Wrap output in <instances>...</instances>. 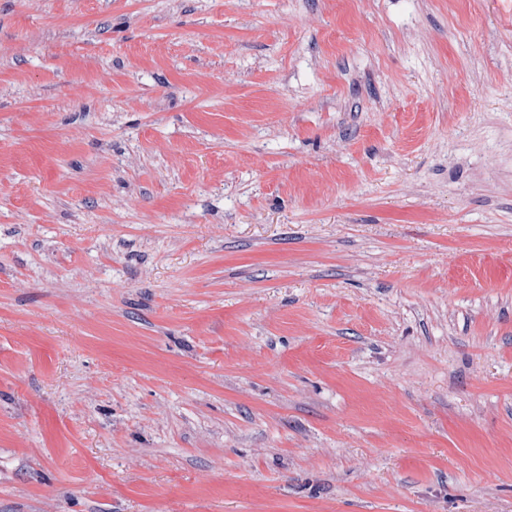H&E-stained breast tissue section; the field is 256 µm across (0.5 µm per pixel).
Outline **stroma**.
Wrapping results in <instances>:
<instances>
[{"label":"stroma","instance_id":"obj_1","mask_svg":"<svg viewBox=\"0 0 512 512\" xmlns=\"http://www.w3.org/2000/svg\"><path fill=\"white\" fill-rule=\"evenodd\" d=\"M0 512H512V0H0Z\"/></svg>","mask_w":512,"mask_h":512}]
</instances>
